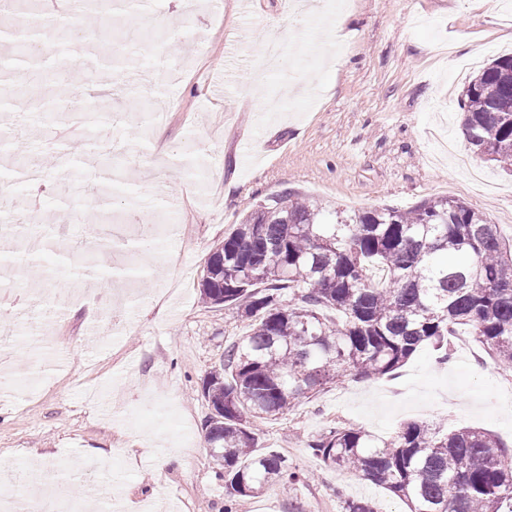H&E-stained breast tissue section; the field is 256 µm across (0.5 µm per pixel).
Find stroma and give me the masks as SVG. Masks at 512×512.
Wrapping results in <instances>:
<instances>
[{"label": "stroma", "instance_id": "stroma-1", "mask_svg": "<svg viewBox=\"0 0 512 512\" xmlns=\"http://www.w3.org/2000/svg\"><path fill=\"white\" fill-rule=\"evenodd\" d=\"M129 18L141 32L136 58L99 70L72 92L110 96L118 123L103 137L134 154L125 168L134 195L120 209L127 221L150 217L178 267L148 283L125 284L114 311H92L85 283L73 273L46 279L31 267L0 285L21 292L31 283L69 295L60 319L42 324L34 307L5 341L34 384L0 395V496L13 512L30 488L56 472L57 498L82 512L91 487L112 485L117 512H142L158 497L161 512H224V471L211 457L203 423L210 407L202 382L224 349L247 329L236 311L205 304L200 279L226 234L282 191L349 212L410 210L450 197L486 215L512 244V171L457 137L464 87L496 57L512 53V0H322L313 16L287 0H147ZM163 27H156L155 19ZM284 47L280 68L263 70L267 42ZM224 76L223 98L210 100L211 79ZM167 113V159L152 151L156 108ZM16 131L28 153L41 149L51 126L21 100L0 112V130ZM17 186L36 224H57L53 181ZM410 421L445 430L467 425L512 436V369L481 346L452 348L439 364L428 346L388 378H345L273 421L255 423L261 450L283 455L304 482L240 498L236 512H343L344 499L368 498L383 512H406L387 490L325 465L307 446L330 427L386 437ZM98 449V468L75 471ZM170 456L163 470L157 457Z\"/></svg>", "mask_w": 512, "mask_h": 512}]
</instances>
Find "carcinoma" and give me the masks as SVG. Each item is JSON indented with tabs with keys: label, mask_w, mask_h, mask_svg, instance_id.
Listing matches in <instances>:
<instances>
[{
	"label": "carcinoma",
	"mask_w": 512,
	"mask_h": 512,
	"mask_svg": "<svg viewBox=\"0 0 512 512\" xmlns=\"http://www.w3.org/2000/svg\"><path fill=\"white\" fill-rule=\"evenodd\" d=\"M31 66L21 49L0 55L3 85ZM506 104L512 54L495 58L461 97L466 141L503 166L512 165ZM200 291L248 321L202 385L211 407L205 440L224 464L230 502L300 482L279 453L256 450L249 418L276 420L343 377L392 375L425 345L446 361L459 326L512 368V247L448 197L349 215L286 191L224 237ZM308 448L385 488L408 512H512V444L479 429L412 421L383 438L338 425ZM344 509L382 512L369 499Z\"/></svg>",
	"instance_id": "1"
}]
</instances>
